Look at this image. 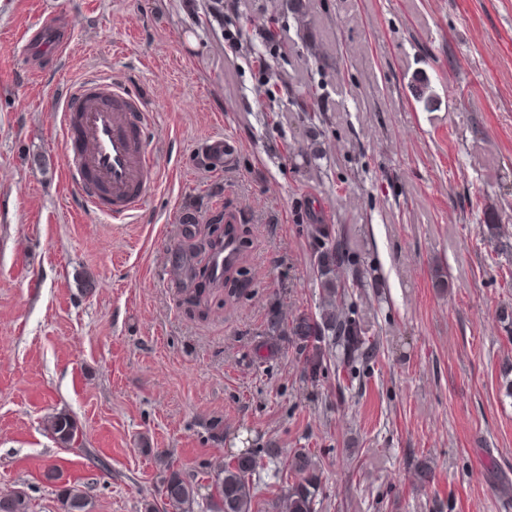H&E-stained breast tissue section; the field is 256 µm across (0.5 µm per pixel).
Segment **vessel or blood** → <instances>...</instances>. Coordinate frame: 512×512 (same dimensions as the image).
<instances>
[{
  "mask_svg": "<svg viewBox=\"0 0 512 512\" xmlns=\"http://www.w3.org/2000/svg\"><path fill=\"white\" fill-rule=\"evenodd\" d=\"M34 48L62 53L53 27L42 25L29 36ZM66 143L64 167L80 190L82 206L123 222L140 210L154 182V163L144 130L150 115L140 94L108 75L71 86L61 99Z\"/></svg>",
  "mask_w": 512,
  "mask_h": 512,
  "instance_id": "vessel-or-blood-1",
  "label": "vessel or blood"
}]
</instances>
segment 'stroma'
Wrapping results in <instances>:
<instances>
[{
    "label": "stroma",
    "instance_id": "1",
    "mask_svg": "<svg viewBox=\"0 0 512 512\" xmlns=\"http://www.w3.org/2000/svg\"><path fill=\"white\" fill-rule=\"evenodd\" d=\"M210 2L0 0V489L144 512L157 454L205 487L250 452L272 512L302 449L318 512H512V0H242L233 42ZM43 22L63 59L28 53ZM94 74L152 114L157 182L125 224L63 174L61 96ZM315 200L369 272L348 301L383 347L353 379L268 330L319 313ZM219 216L246 274L202 313L174 268ZM46 427L61 445H71L80 432L76 419L67 410L52 413L47 417ZM60 496L64 512H93L92 499L78 486L64 488Z\"/></svg>",
    "mask_w": 512,
    "mask_h": 512
}]
</instances>
